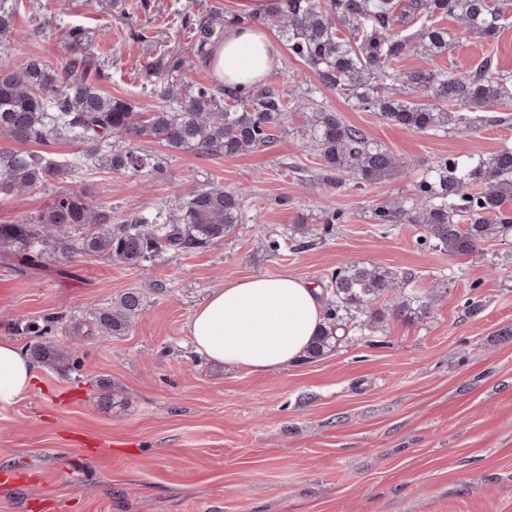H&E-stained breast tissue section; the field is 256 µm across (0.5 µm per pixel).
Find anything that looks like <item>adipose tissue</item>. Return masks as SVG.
Masks as SVG:
<instances>
[{
	"mask_svg": "<svg viewBox=\"0 0 512 512\" xmlns=\"http://www.w3.org/2000/svg\"><path fill=\"white\" fill-rule=\"evenodd\" d=\"M283 44L257 27H232L211 55L215 78L232 88L263 86ZM323 319L315 289L293 276L253 277L225 283L193 315L188 334L200 355L251 373L297 362ZM36 378L29 357L0 339V405L23 399Z\"/></svg>",
	"mask_w": 512,
	"mask_h": 512,
	"instance_id": "adipose-tissue-1",
	"label": "adipose tissue"
}]
</instances>
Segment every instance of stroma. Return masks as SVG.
I'll use <instances>...</instances> for the list:
<instances>
[{
	"label": "stroma",
	"instance_id": "stroma-1",
	"mask_svg": "<svg viewBox=\"0 0 512 512\" xmlns=\"http://www.w3.org/2000/svg\"><path fill=\"white\" fill-rule=\"evenodd\" d=\"M46 17L19 13L16 60L65 54L64 33L83 27L107 77V94L147 114L164 105L150 64L195 57L184 17L237 12V0H64ZM453 34L438 67L491 57L512 73V23L496 40L443 21ZM317 77L282 56L268 83L300 95ZM317 98L387 147L400 170L374 187L332 185L299 136L292 112L269 147L231 157L175 152L140 139L166 170L116 173L78 164L80 146H49L77 165L52 188L0 198V224L32 220L56 190L75 188L120 219L174 202L210 183L236 192L246 220L223 240L168 261L128 269L98 256L38 269L0 259V338L29 350L23 323L59 321L51 353L37 359L30 393L0 406V512H512V238L479 251L436 249L418 224H377L382 201L411 207L415 184L441 157L468 160L512 146V118L487 113L471 129L433 137L351 106L336 90ZM342 211L344 221L326 225ZM306 225L307 236L295 234ZM281 240L278 254L268 238ZM347 263L382 266L429 299L407 322L386 293L361 315L369 326L322 359L268 373L215 366L194 354L187 325L225 282L292 275L321 288ZM165 283L157 291L156 283ZM144 306L112 335L94 315L128 289Z\"/></svg>",
	"mask_w": 512,
	"mask_h": 512
}]
</instances>
